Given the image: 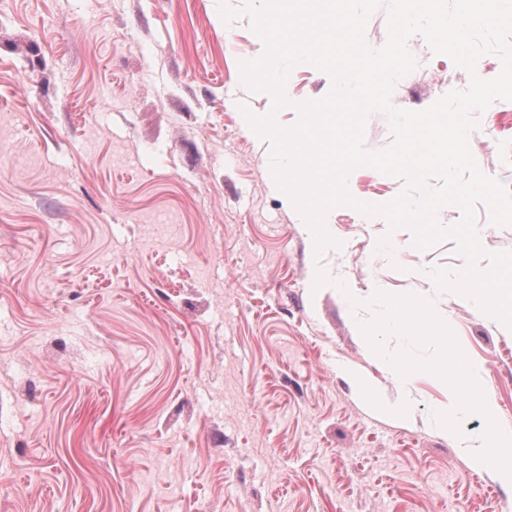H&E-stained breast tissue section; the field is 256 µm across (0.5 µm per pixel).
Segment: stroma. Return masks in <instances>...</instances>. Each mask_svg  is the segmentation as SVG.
I'll return each instance as SVG.
<instances>
[{
	"label": "stroma",
	"mask_w": 512,
	"mask_h": 512,
	"mask_svg": "<svg viewBox=\"0 0 512 512\" xmlns=\"http://www.w3.org/2000/svg\"><path fill=\"white\" fill-rule=\"evenodd\" d=\"M408 47L394 106L420 111L467 71ZM218 0H0V512H512V487L471 470L430 426L444 390L400 388L360 325L374 289L432 299L482 363L512 427V330L430 285L467 265L454 241L396 257L388 228L346 206L315 252L243 130L264 110ZM330 76L295 65L297 104ZM295 108L282 121L295 125ZM469 149L512 191V122L477 116ZM372 204L404 183L369 166Z\"/></svg>",
	"instance_id": "1"
}]
</instances>
